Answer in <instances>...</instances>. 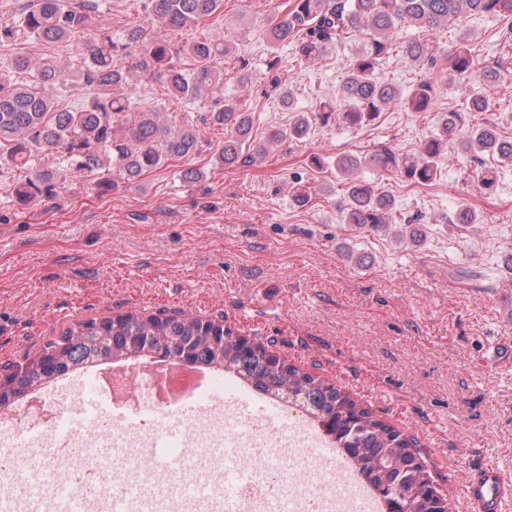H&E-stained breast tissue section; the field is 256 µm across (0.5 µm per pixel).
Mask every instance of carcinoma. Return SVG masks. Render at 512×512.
I'll use <instances>...</instances> for the list:
<instances>
[{
	"label": "carcinoma",
	"mask_w": 512,
	"mask_h": 512,
	"mask_svg": "<svg viewBox=\"0 0 512 512\" xmlns=\"http://www.w3.org/2000/svg\"><path fill=\"white\" fill-rule=\"evenodd\" d=\"M147 23L131 24L120 45L109 28L111 0H29L18 15L0 18V44L19 35L76 47L82 67L73 70L63 62L43 58L34 62L14 57L0 68V164L24 178L13 188L25 203L53 198L69 179L103 182L113 172L136 182L142 176L195 154L208 130H224L217 143L216 159L223 165L257 163L269 148L301 140L332 113L352 127L377 119L380 112L400 98L392 84L378 81L376 69L393 49L392 35L406 24L434 30L460 15L512 18V0H285L284 13L269 20L266 29L272 46L289 42L298 61L319 57L331 44H342L359 32L366 36L360 52L346 63L347 76L336 104H324L317 112H298L288 127H269L262 140L252 136L253 113L224 103V64L231 54L228 40L215 34L190 37L175 46L162 31H195L209 26L224 11V0H142ZM95 37L81 35L88 28ZM413 61L431 58L430 44L415 40L401 47ZM130 61H115L116 53ZM497 61V70L480 69L470 48L460 43L448 54V69L456 75L482 79L509 73ZM159 78L170 96L199 101L206 111L194 118L187 112H169L165 103L139 106L128 89L144 78ZM84 84L92 89L77 107L60 105L64 91ZM434 86L417 84L407 98L416 112L432 108ZM461 113L441 115L439 133L428 140L420 159L396 155L383 148L368 156L346 155L336 159V171L345 179L339 221L377 229L397 221L394 200L352 173L363 166L394 170L415 184H427L437 174L438 158L455 136L463 150L477 162L476 178L491 193L497 187L498 164L512 165V141L500 137L497 127L484 122L460 125ZM497 161L485 165L482 156ZM204 321L193 315L174 318L129 312L75 323L47 341L42 368L11 376L0 391V406L12 405L32 389L51 380L67 378L81 369L121 361L134 355H153L161 360L185 351L191 361L236 374L249 388L266 397L298 406L322 428L339 455L377 499L380 512H436L430 475L417 461L414 445L391 425L339 387L327 384L294 365L270 369L258 352L224 331V342Z\"/></svg>",
	"instance_id": "1"
}]
</instances>
